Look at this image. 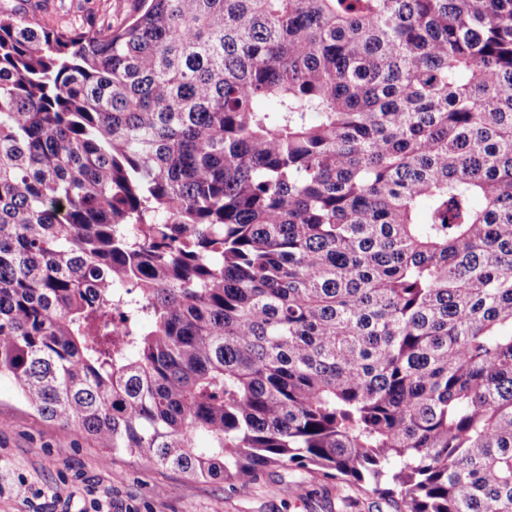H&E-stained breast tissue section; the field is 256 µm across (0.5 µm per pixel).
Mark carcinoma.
Instances as JSON below:
<instances>
[{
  "instance_id": "1",
  "label": "carcinoma",
  "mask_w": 512,
  "mask_h": 512,
  "mask_svg": "<svg viewBox=\"0 0 512 512\" xmlns=\"http://www.w3.org/2000/svg\"><path fill=\"white\" fill-rule=\"evenodd\" d=\"M129 17L0 14V377L193 479L512 512V0Z\"/></svg>"
}]
</instances>
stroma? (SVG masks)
<instances>
[{"mask_svg": "<svg viewBox=\"0 0 512 512\" xmlns=\"http://www.w3.org/2000/svg\"><path fill=\"white\" fill-rule=\"evenodd\" d=\"M133 0H0L1 12L54 25L96 24L103 11L121 19ZM25 494H17L19 484ZM396 512L370 490L338 491L313 471L278 467L246 484L191 479L134 455L105 456L87 434L41 417L0 379V512Z\"/></svg>", "mask_w": 512, "mask_h": 512, "instance_id": "1", "label": "stroma"}]
</instances>
